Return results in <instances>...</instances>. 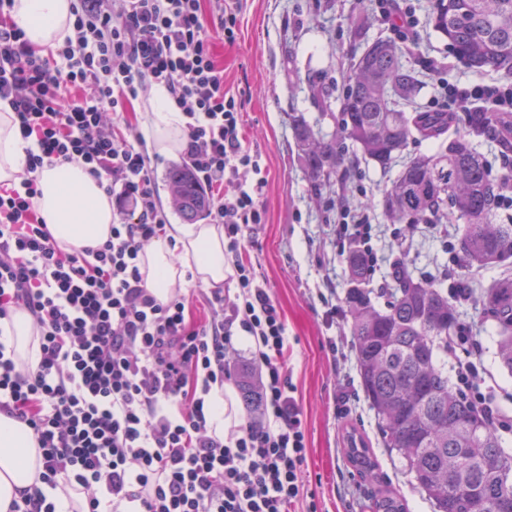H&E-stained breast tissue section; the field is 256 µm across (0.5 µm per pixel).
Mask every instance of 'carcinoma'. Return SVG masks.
I'll use <instances>...</instances> for the list:
<instances>
[{
    "label": "carcinoma",
    "mask_w": 512,
    "mask_h": 512,
    "mask_svg": "<svg viewBox=\"0 0 512 512\" xmlns=\"http://www.w3.org/2000/svg\"><path fill=\"white\" fill-rule=\"evenodd\" d=\"M430 21L469 68L512 78V0H433ZM402 58L391 39L367 46L353 64L328 139L316 136L303 114H290L311 189L319 195L346 180L352 155L385 172L398 164L384 192L383 213L403 225L404 235L421 224L453 219L463 223L458 253L464 267L511 259L512 224H499L495 217L501 194L512 188V175L493 178L473 140L489 138L500 156L511 155L512 113L476 112L461 134L453 112L406 111L420 80ZM307 82L315 102L325 104L330 91L322 77L312 75ZM416 139L439 141L445 149L432 156L406 154ZM166 181L185 221L204 216L208 200L185 166L172 167ZM346 262L351 287L345 304L357 373L383 447L401 456L433 512H512V453L479 409L456 393L438 360L448 350V335L462 327L448 295L401 267L388 304L380 309L366 289L370 256L353 247ZM481 303L497 335L496 358L512 372V268H502ZM241 394L250 412L259 410L258 389L246 369ZM347 453L358 470L374 477L378 464L366 444ZM368 509L407 512L403 498L387 487Z\"/></svg>",
    "instance_id": "1"
}]
</instances>
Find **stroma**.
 I'll return each instance as SVG.
<instances>
[{
	"label": "stroma",
	"mask_w": 512,
	"mask_h": 512,
	"mask_svg": "<svg viewBox=\"0 0 512 512\" xmlns=\"http://www.w3.org/2000/svg\"><path fill=\"white\" fill-rule=\"evenodd\" d=\"M416 40L405 58L419 72L422 89L410 111L427 107L438 80L457 86L498 81L497 73L471 70L430 23L432 0H412ZM366 11L373 19L368 40L394 38L381 21L376 0H242L237 40L217 44L224 83L236 95L246 145L261 154L268 174L263 198L265 221L253 225L245 257L258 280L269 288L288 333V372L304 413L307 455L303 486L292 512H368L375 492L391 486L406 500L408 512H433L411 484L398 454L383 448L378 424L362 394L353 339L340 307L348 288L346 262L336 253V214L325 197L312 192L298 159L289 113H303L314 129L332 132V117L322 115L307 85L309 73L333 87L331 110H340L350 64L364 44L354 41L348 19ZM438 59L440 73L426 62ZM387 177L374 164H361L351 186L354 199L368 202L374 229L375 274L372 297L383 305L392 283L393 264L402 261L414 277L465 269L443 237L416 232L407 243L395 237L396 225L383 216ZM462 320L482 343L487 383L495 403L512 410V373L495 357L497 337L482 318L479 303L463 308ZM357 429L368 440L379 468L376 477L360 473L346 454V435Z\"/></svg>",
	"instance_id": "stroma-1"
}]
</instances>
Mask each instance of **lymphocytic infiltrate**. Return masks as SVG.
I'll use <instances>...</instances> for the list:
<instances>
[{
    "mask_svg": "<svg viewBox=\"0 0 512 512\" xmlns=\"http://www.w3.org/2000/svg\"><path fill=\"white\" fill-rule=\"evenodd\" d=\"M0 0V102L26 142L19 187L0 191V331L17 311L38 332L39 362L18 370L0 343V413L26 423L42 481L78 489L87 512H291L306 459L303 410L288 376L284 317L244 257L263 223L266 173L246 148L239 103L224 84L214 36L236 40L233 8L206 15L201 0H76L73 35L40 54ZM164 87L186 119L184 163L223 225L235 292L213 289L210 318L194 320L179 293L161 302L139 268L167 222L139 135L111 115L148 86ZM492 101L512 112V82L436 83L434 112ZM80 163L104 183L118 216L103 245L62 249L38 215L37 174ZM255 343L261 416L227 434L208 424L213 389L234 381L236 341ZM458 389L490 424L512 425L481 392V347L448 339Z\"/></svg>",
    "mask_w": 512,
    "mask_h": 512,
    "instance_id": "1",
    "label": "lymphocytic infiltrate"
}]
</instances>
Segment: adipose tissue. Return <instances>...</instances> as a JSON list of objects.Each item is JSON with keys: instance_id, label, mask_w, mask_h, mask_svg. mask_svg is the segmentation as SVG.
Returning a JSON list of instances; mask_svg holds the SVG:
<instances>
[{"instance_id": "1", "label": "adipose tissue", "mask_w": 512, "mask_h": 512, "mask_svg": "<svg viewBox=\"0 0 512 512\" xmlns=\"http://www.w3.org/2000/svg\"><path fill=\"white\" fill-rule=\"evenodd\" d=\"M74 0H14L12 18L24 30L30 44L41 53L59 48L72 34ZM148 144L168 153L182 146L184 118L165 89H158L152 104ZM25 143L7 104H0V185L19 186ZM39 194L34 205L54 239L64 248H83L105 243L111 236L112 199L87 167L64 163L44 167L38 174ZM140 270L150 291L166 300L175 288L194 279L205 287L223 285L234 273L219 224H174L168 235L151 243L140 256ZM4 342L15 353L17 364L36 366L39 350L31 318L23 312L13 317ZM40 453L27 425L0 414V512H10L12 502L42 491L60 500L63 512H81L84 498L78 492L63 496L39 475Z\"/></svg>"}]
</instances>
